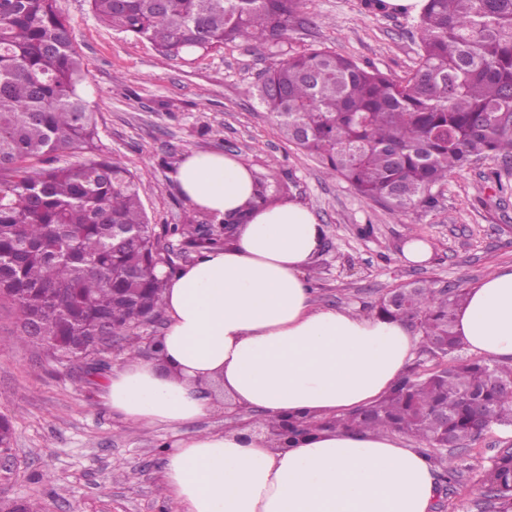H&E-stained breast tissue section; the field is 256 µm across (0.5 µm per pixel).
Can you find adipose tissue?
<instances>
[{
	"mask_svg": "<svg viewBox=\"0 0 512 512\" xmlns=\"http://www.w3.org/2000/svg\"><path fill=\"white\" fill-rule=\"evenodd\" d=\"M199 209H248L225 248L168 281L166 330L153 358L113 371L106 402L126 421L174 428L210 415L219 383L263 418L346 415L379 400L420 338L401 318L320 307L308 271L324 227L297 202L249 209L255 175L239 157L189 152L174 176ZM466 347L512 363V268L470 288L456 314ZM435 469L395 432H323L283 450L236 427L197 432L165 458L160 488L177 512H431Z\"/></svg>",
	"mask_w": 512,
	"mask_h": 512,
	"instance_id": "obj_1",
	"label": "adipose tissue"
}]
</instances>
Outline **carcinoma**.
I'll list each match as a JSON object with an SVG mask.
<instances>
[{"label":"carcinoma","mask_w":512,"mask_h":512,"mask_svg":"<svg viewBox=\"0 0 512 512\" xmlns=\"http://www.w3.org/2000/svg\"><path fill=\"white\" fill-rule=\"evenodd\" d=\"M95 17L148 40L164 57L203 55L237 40L288 42L302 0H89ZM416 68L392 77L326 48L285 57L245 94L283 137L393 214L436 203L432 190L474 160L512 158V0H425ZM85 73L60 0H0V298L19 313V339L40 342L61 362L104 352V336L140 351L142 319L159 318L166 283L160 254L176 240L183 257L222 249L231 233L199 224H150L138 179L95 154ZM91 157L40 167L58 152ZM287 186L255 180L251 206H270ZM128 239L116 244V228ZM463 284L418 281L390 291L376 315L404 318L420 350L445 357L464 348L455 333ZM512 364L462 359L411 371L361 414L290 417L288 441L325 430L406 433L441 469L438 493L462 471L440 449L493 426H512ZM491 512H512V448L484 470Z\"/></svg>","instance_id":"cac0c4a2"}]
</instances>
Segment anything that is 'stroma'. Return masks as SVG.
<instances>
[{
	"mask_svg": "<svg viewBox=\"0 0 512 512\" xmlns=\"http://www.w3.org/2000/svg\"><path fill=\"white\" fill-rule=\"evenodd\" d=\"M86 73L84 89L98 119L97 153L137 177L150 223H212L182 197L172 175L191 151L240 157L255 176L288 187L324 227L310 286L317 304L372 308L391 290L427 279L438 286L473 285L512 266V162L480 160L435 187V207L392 214L347 182L325 177L320 163L285 140L268 112L244 94L279 57L257 43L234 42L186 62L165 58L147 40L102 26L88 0H61ZM418 16L371 11L364 0H305L287 49L327 48L393 76L418 58ZM497 171L500 183L487 181ZM431 257L412 264L409 238ZM18 312L0 300V416L13 439L0 469V501H30L39 512H175L161 497L165 458L181 438L221 431L238 420L219 388L220 408L174 429L127 423L103 399L107 376L86 377L47 347L15 339ZM512 448V428L492 427L463 449V476L440 512H482V473Z\"/></svg>",
	"mask_w": 512,
	"mask_h": 512,
	"instance_id": "1",
	"label": "stroma"
}]
</instances>
